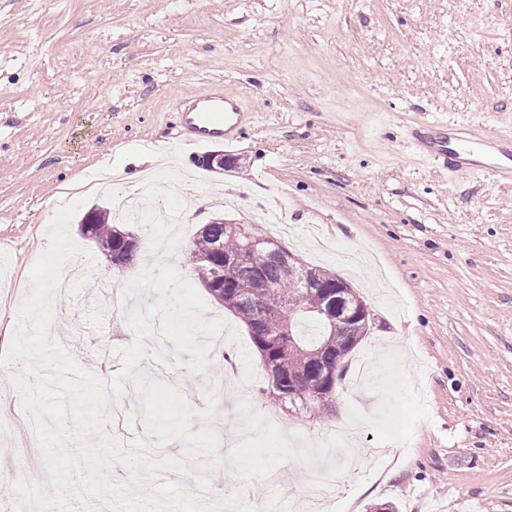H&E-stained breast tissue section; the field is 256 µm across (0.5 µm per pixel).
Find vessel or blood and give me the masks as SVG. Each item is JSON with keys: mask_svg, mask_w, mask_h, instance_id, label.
<instances>
[{"mask_svg": "<svg viewBox=\"0 0 512 512\" xmlns=\"http://www.w3.org/2000/svg\"><path fill=\"white\" fill-rule=\"evenodd\" d=\"M242 110L239 104H226L223 87H215L206 95L203 106L192 105L179 115L177 138L186 144H198L232 133L240 124ZM498 137L481 128L445 127L433 138L434 150L440 157L459 158L486 151Z\"/></svg>", "mask_w": 512, "mask_h": 512, "instance_id": "obj_1", "label": "vessel or blood"}]
</instances>
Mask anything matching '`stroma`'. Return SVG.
<instances>
[{
    "instance_id": "1",
    "label": "stroma",
    "mask_w": 512,
    "mask_h": 512,
    "mask_svg": "<svg viewBox=\"0 0 512 512\" xmlns=\"http://www.w3.org/2000/svg\"><path fill=\"white\" fill-rule=\"evenodd\" d=\"M223 86L245 109L242 134L175 142L174 110ZM431 124L512 136V0H0V354L64 189L115 169L119 191L152 175L131 223L142 264L189 259L221 216L310 266L349 281L372 314L349 357L372 354L369 390L342 386L331 408L291 412L263 394L259 353L247 392L216 407L219 459L178 479L213 501L241 489L296 512L311 458L342 470L323 512H512V182L447 169L416 139ZM221 150V172L197 165ZM95 276L54 303L58 338L84 369L115 377L134 334L102 287L113 266L71 222ZM139 363L205 408L209 380L235 376L237 349L215 339L206 373L190 354ZM23 364L0 366V486L41 459L19 394ZM351 424H342V415Z\"/></svg>"
}]
</instances>
